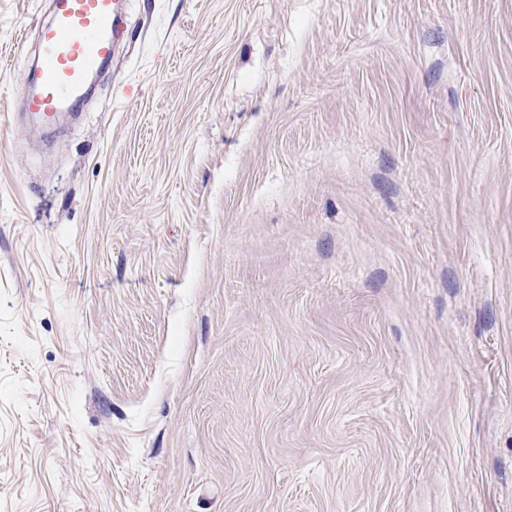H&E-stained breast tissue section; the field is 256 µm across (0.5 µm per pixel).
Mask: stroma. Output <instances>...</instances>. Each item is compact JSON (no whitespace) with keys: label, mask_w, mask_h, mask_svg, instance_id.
Segmentation results:
<instances>
[{"label":"stroma","mask_w":512,"mask_h":512,"mask_svg":"<svg viewBox=\"0 0 512 512\" xmlns=\"http://www.w3.org/2000/svg\"><path fill=\"white\" fill-rule=\"evenodd\" d=\"M0 0V512H512V0H130L57 128Z\"/></svg>","instance_id":"stroma-1"}]
</instances>
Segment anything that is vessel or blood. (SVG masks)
<instances>
[{
    "label": "vessel or blood",
    "mask_w": 512,
    "mask_h": 512,
    "mask_svg": "<svg viewBox=\"0 0 512 512\" xmlns=\"http://www.w3.org/2000/svg\"><path fill=\"white\" fill-rule=\"evenodd\" d=\"M119 0H52L38 33L36 62L24 74V109L42 124L77 109L92 75L111 61L122 32Z\"/></svg>",
    "instance_id": "obj_1"
}]
</instances>
